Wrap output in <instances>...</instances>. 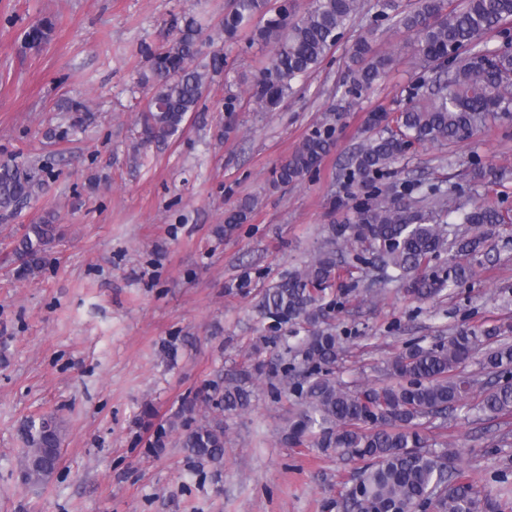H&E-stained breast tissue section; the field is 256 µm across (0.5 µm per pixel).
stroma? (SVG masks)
Returning <instances> with one entry per match:
<instances>
[{
  "mask_svg": "<svg viewBox=\"0 0 512 512\" xmlns=\"http://www.w3.org/2000/svg\"><path fill=\"white\" fill-rule=\"evenodd\" d=\"M231 4L0 0V164L32 168L38 179L18 215L0 220V252L49 214L62 232L33 278L16 279L13 264L0 261V512H340L349 465L283 441L289 403L274 399L268 380L249 383L248 409L225 416L222 468L199 465L177 442L159 454L149 443L217 374L238 373L253 348L269 358L260 294L308 262L330 224L353 217L344 169L370 112L407 102L421 74L415 36L381 25L374 46L391 55L392 69L346 100L350 51L370 23L361 14L276 110L260 112L247 98L256 56L271 51L218 38ZM187 14L202 24V56L223 53L224 72L181 131L145 146L140 116L150 91L139 49L158 46ZM45 17L55 22L49 42L28 48L25 30ZM231 93L243 104L230 114ZM73 99L84 100L85 113L69 111ZM327 123L336 145L317 172L272 188L281 159ZM472 161L509 178L471 182ZM415 181L452 183L463 199L512 208V118L490 120L451 147H413L384 179L397 190ZM250 196L258 204L248 221L216 236L225 210ZM352 282L336 312V330L348 337L336 373L379 384L388 361L412 344L460 325L512 323V236L439 302H408L358 274ZM41 414L61 425L62 463L33 489L18 477L21 429ZM431 442L458 449L464 480L512 512V416L488 429L452 417Z\"/></svg>",
  "mask_w": 512,
  "mask_h": 512,
  "instance_id": "stroma-1",
  "label": "stroma"
}]
</instances>
